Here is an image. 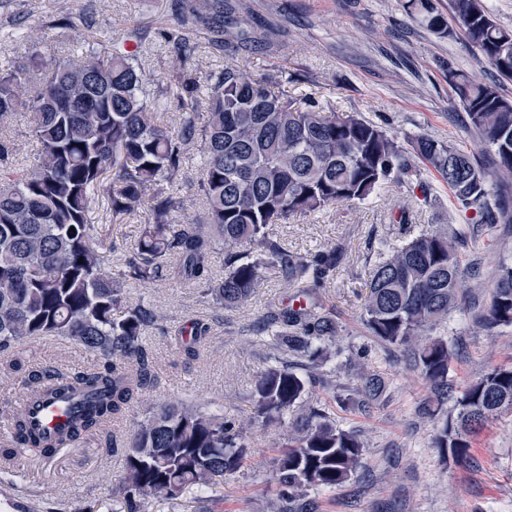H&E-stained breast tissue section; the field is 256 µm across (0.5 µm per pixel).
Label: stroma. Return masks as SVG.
I'll return each instance as SVG.
<instances>
[{
  "label": "stroma",
  "mask_w": 512,
  "mask_h": 512,
  "mask_svg": "<svg viewBox=\"0 0 512 512\" xmlns=\"http://www.w3.org/2000/svg\"><path fill=\"white\" fill-rule=\"evenodd\" d=\"M234 2V18L244 38L219 52L199 42L187 61L194 75L203 80L225 64H246L253 76L272 78L275 90L381 124L398 137L405 151H412L410 139L418 134L466 148L472 145L465 113L448 83L449 71H464L484 83L498 82L502 94L512 98V81H499L456 21L448 23L449 36L437 35L407 9V0ZM17 26L26 36L18 46L4 39ZM175 26L171 0H0V67L29 48L50 59L60 57L89 30L105 46L127 30L138 29V63L148 86L163 88L160 121L174 128L183 112L176 87L166 81L176 62L168 40ZM256 36L263 39L264 49L254 46ZM6 135L13 151L5 167L18 171L31 166L37 146L25 119L16 117ZM200 163L197 145H189L181 174L169 188L183 201L187 216L195 219L205 212ZM421 177L428 192L394 180L364 204L337 205L272 228L275 237L301 254L343 246L335 277L312 299L335 316L339 344L364 349L366 370L382 374L386 381L382 396L366 409L335 403L322 383L307 386L304 406L329 411L337 425L359 429L365 441L361 464L348 481L332 490L308 492L316 512H512V413L502 414L482 432L466 462L442 461L430 445L436 421L424 413L432 396L428 383L401 352L368 336L361 322L364 283L383 244H397L413 224L451 235L460 232L465 236L461 255L469 287L460 312L442 331L452 354L448 381L457 388L491 368L512 365V326L487 331L473 323L489 301L501 261L512 259V224L477 223L473 211L455 206L447 185L434 172L422 170ZM404 210L410 212L411 224L397 223ZM91 219L108 225V266L122 270L143 228L142 212L116 221L102 200ZM127 293L166 315L163 325L143 336L152 384L108 435L60 449L48 462L22 457L8 470L0 469V512H83L88 505L95 512H121L113 491L124 477L126 439L147 406L193 398L214 411L251 415L248 394L270 352L267 337L254 335V321L310 299L274 268L266 270L256 295L235 308L215 307L196 288L170 278L129 284ZM197 321L207 324L210 333L192 360L183 344ZM15 351L35 369L68 372L95 361L92 354L63 339L24 341ZM282 438V431L255 423L248 433L244 470L212 488L190 489L177 498L153 502L149 512H257L259 495L275 492L269 480L270 458Z\"/></svg>",
  "instance_id": "stroma-1"
}]
</instances>
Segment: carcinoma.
<instances>
[{"instance_id":"obj_1","label":"carcinoma","mask_w":512,"mask_h":512,"mask_svg":"<svg viewBox=\"0 0 512 512\" xmlns=\"http://www.w3.org/2000/svg\"><path fill=\"white\" fill-rule=\"evenodd\" d=\"M449 7L467 42L501 79L512 80V29L492 19L483 0H449ZM408 8L429 30L451 35L434 0H408ZM174 12L181 30L172 34L178 59L167 80L185 112L173 130L159 124L135 65L136 30L77 61L63 56L49 64L32 50L0 68V125L24 111L39 145L32 166L0 169V352L22 341L64 338L96 357L91 367L69 374L26 372L16 359L3 366L1 380L23 383L27 399L38 405L66 404L67 420L46 432L26 408L11 410L1 464L26 454L49 460L57 449L75 447L127 417L152 378L141 338L164 320L152 305L128 300V283L172 276L202 288L221 308L248 302L270 267L291 285L316 288L336 272L341 248L294 253L270 226L362 203L393 176L408 182L420 176L398 138L381 125L290 99L238 65L209 78L201 96L199 80L186 69L193 35L204 31L220 49L242 32L233 31L237 22L224 15V0H176ZM448 79L477 146L494 154L493 166L482 165L471 149L427 135L413 139L416 155L481 223H511L512 210H495L490 201L512 181V100L497 85L461 71L449 72ZM192 143L204 155L199 186L206 211L201 222L174 232L181 203L167 185L179 176ZM101 199L115 221L138 208L146 214L133 256L116 277L106 270L107 235L89 218ZM220 244L225 273L214 281L210 258ZM460 244L456 235L422 231L381 253L366 284L363 324L380 343L406 352L434 388L432 415L443 411L450 389L451 354L435 332L459 308L466 288ZM475 325H512V263L499 266L489 305ZM193 328L184 347L192 359L209 332L203 323ZM253 330L271 337L272 346L249 394L253 416L215 414L191 402L154 403L127 437L125 476L114 491L124 512H148L156 500L240 472L247 431L256 421L287 431L271 458L277 512H309V490H332L357 471L365 448L360 430L338 426L322 409L300 406L306 381L295 372L306 369L316 380L314 372L342 353L336 320L287 306L259 318ZM328 386L340 404L353 394L367 404L382 393L385 380L371 373L353 388ZM511 410L512 366H497L457 391L454 413L431 445L461 462L490 421Z\"/></svg>"}]
</instances>
